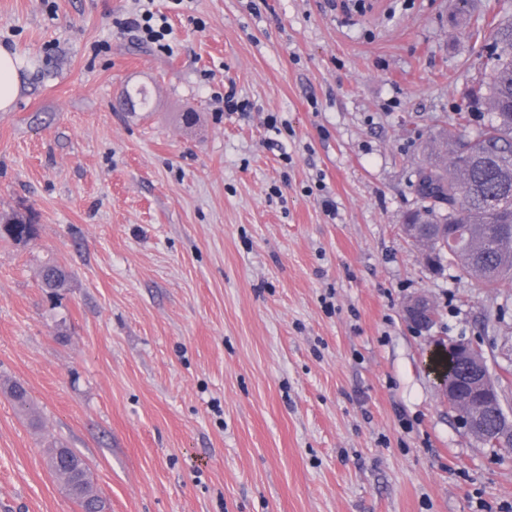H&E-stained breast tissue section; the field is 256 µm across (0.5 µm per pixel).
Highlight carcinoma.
<instances>
[{
    "instance_id": "obj_1",
    "label": "carcinoma",
    "mask_w": 512,
    "mask_h": 512,
    "mask_svg": "<svg viewBox=\"0 0 512 512\" xmlns=\"http://www.w3.org/2000/svg\"><path fill=\"white\" fill-rule=\"evenodd\" d=\"M495 63L484 92L477 97L491 119L456 140L425 147L426 159L415 170L412 224L422 228L413 243H425L432 264L448 265L485 288L512 281V17L492 29ZM36 227L29 214H15L0 222V239L29 242ZM42 285L57 292L67 287L68 271L48 262ZM14 406L27 410L32 402L27 388L9 389ZM488 436L483 443L506 452L512 441L498 437L496 417H486ZM49 471L62 483L81 512H103L105 503L94 489L86 461L70 448L56 446L46 453Z\"/></svg>"
}]
</instances>
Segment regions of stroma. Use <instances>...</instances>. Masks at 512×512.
Segmentation results:
<instances>
[{
    "instance_id": "1",
    "label": "stroma",
    "mask_w": 512,
    "mask_h": 512,
    "mask_svg": "<svg viewBox=\"0 0 512 512\" xmlns=\"http://www.w3.org/2000/svg\"><path fill=\"white\" fill-rule=\"evenodd\" d=\"M136 6L0 0L23 58L0 216L37 224L0 241V512H79L54 443L107 512H512V453L429 366L471 342L512 411V282L432 271L402 232L423 142L459 135L482 79L469 33L512 0H154L166 53L119 27ZM136 87L150 110L117 109ZM36 227L29 214H15L5 222H0V239L15 242H29L36 237ZM41 277L43 288H49L56 293L61 288H67L69 273L62 266L48 262L43 266ZM46 465L82 512L104 511V500L94 489L91 471L79 454L63 446L48 448ZM95 507L100 510H94Z\"/></svg>"
}]
</instances>
